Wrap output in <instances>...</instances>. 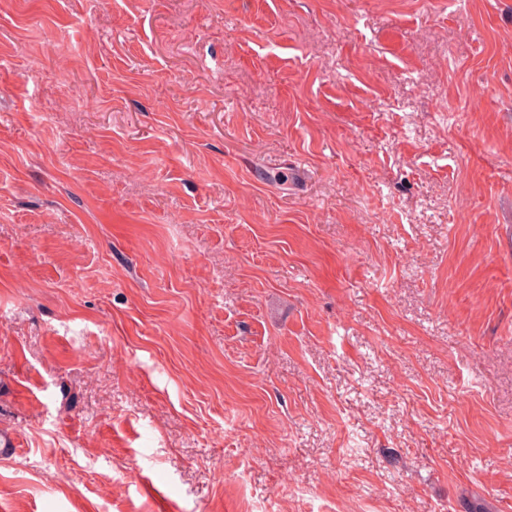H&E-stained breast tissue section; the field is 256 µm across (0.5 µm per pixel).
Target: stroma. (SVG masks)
<instances>
[{
    "label": "stroma",
    "mask_w": 512,
    "mask_h": 512,
    "mask_svg": "<svg viewBox=\"0 0 512 512\" xmlns=\"http://www.w3.org/2000/svg\"><path fill=\"white\" fill-rule=\"evenodd\" d=\"M1 433L0 512H512V0H0Z\"/></svg>",
    "instance_id": "stroma-1"
}]
</instances>
